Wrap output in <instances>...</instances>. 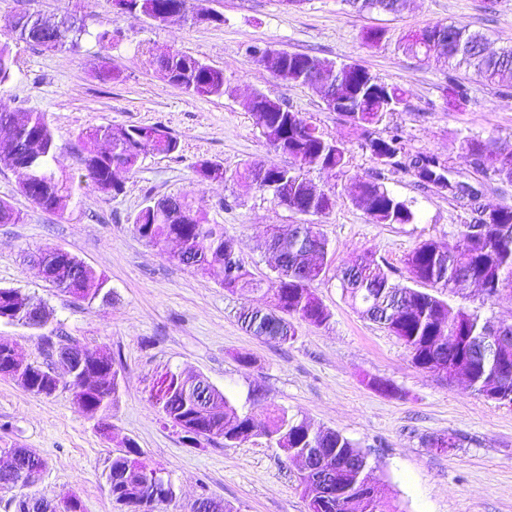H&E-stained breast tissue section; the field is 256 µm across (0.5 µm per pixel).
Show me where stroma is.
Segmentation results:
<instances>
[{
    "label": "stroma",
    "instance_id": "35a3bbf8",
    "mask_svg": "<svg viewBox=\"0 0 512 512\" xmlns=\"http://www.w3.org/2000/svg\"><path fill=\"white\" fill-rule=\"evenodd\" d=\"M207 6L223 15V23L158 26L114 9L110 0H0V26L26 9L47 18L74 14L90 32L76 51L14 44V79L0 89V109L47 113L63 148L58 171L80 176L77 136L92 127L160 124L180 142L173 156H144L117 195L82 186L62 215L35 205L20 192L17 174L0 166V200L21 217L0 224V288L36 295L50 313L45 329L1 323L0 339L42 363L60 331L71 346L109 350L121 378L105 434L69 390L39 397L0 376V448L16 445L43 456L47 468L31 494L54 500L73 491L86 512H126L110 496L104 469L127 439L174 484L175 500L156 512H192L206 496L233 512H309L296 464L265 437L192 447L164 425L151 391L171 369L202 375L256 422L266 421L273 405L314 428L342 432L368 453L372 477L385 487L377 512H512V406L416 367L396 336L352 306L336 276L337 268L371 255L394 281L406 283L404 259L418 243L447 244L475 205L512 206V183L477 171L463 146L468 137H492L512 149V78L494 84L466 75L470 102L452 111L443 96L447 68L403 48L408 34L438 22L485 34L488 51L510 48L512 0H405L395 15L360 12L350 0H301L295 7L284 0H208ZM106 27L120 34L111 48L93 38ZM372 27L387 31L380 46L364 41ZM254 46L351 61L400 85L406 108L371 134L401 130L408 156H437L456 180L478 190V199L440 194L409 169L375 164L363 129L326 110L315 90L276 79L253 58ZM169 51L222 69L223 96L195 97L163 81L150 60ZM105 64L116 70L108 82L98 78ZM257 94L284 101L348 149L342 170L309 172L317 189L333 198L328 214L314 219L335 253L315 288L332 318L322 327L301 325L286 344L252 336L237 322L241 307L264 304L263 293H228L221 268L201 274L177 265L133 228L147 203L188 194L212 223L223 225L255 277L272 276L267 230L303 218L236 176L247 162L292 163L269 146L249 112ZM205 158L223 163V182L196 178L193 166ZM358 176L408 201L416 221L372 223L352 200L350 185ZM58 248L104 276L110 297L90 305L71 302L22 258L27 251ZM447 301L492 322L512 323V288L487 301L473 285ZM448 435L459 439L458 448L430 447L431 439Z\"/></svg>",
    "mask_w": 512,
    "mask_h": 512
}]
</instances>
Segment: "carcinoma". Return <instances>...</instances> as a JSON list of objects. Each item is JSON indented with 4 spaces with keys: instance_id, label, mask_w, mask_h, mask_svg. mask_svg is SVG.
<instances>
[{
    "instance_id": "1",
    "label": "carcinoma",
    "mask_w": 512,
    "mask_h": 512,
    "mask_svg": "<svg viewBox=\"0 0 512 512\" xmlns=\"http://www.w3.org/2000/svg\"><path fill=\"white\" fill-rule=\"evenodd\" d=\"M129 13H139L162 24L172 11L182 13L184 20L221 23L224 17H209L205 0H113ZM360 11L379 9L395 14L402 0H349ZM10 40L23 41L46 49L81 48L88 31L74 22L62 28L58 22L46 21L28 12H18L5 22ZM448 37L435 40L441 29ZM10 40L0 41V87L13 80V57ZM485 38L477 32L453 24L436 23L413 35L405 49L417 56L430 58L431 49L440 50L436 63L448 67V105L460 109L469 95L456 72H471L485 82L494 83L512 75V48L499 54L481 50ZM287 62L282 80L306 86L320 83L333 96L352 100L350 111L343 116L354 126L369 128L381 124L388 114L405 107V92L367 70L356 73L342 69L332 61L301 53L277 52ZM157 65L162 78L197 97L224 95V71L198 58L183 53L161 56ZM269 108V119L262 135L267 143L293 160L290 167L264 168L259 163H246L238 178L262 192L275 196L288 210L318 212L327 203L323 192L316 189L304 169H342L347 149L337 140L328 139L300 113L279 100L262 97ZM84 155V174L79 183L112 195L123 189L125 176L147 154L173 156L180 143L161 124L144 126L107 125L80 133ZM365 147L380 166L410 169L423 183L448 178V168L433 156H416L403 161L401 132L387 137H369ZM464 149L476 168L502 181L512 182V151H503L494 139L466 138ZM61 147L46 113L29 112L18 117L14 112L0 111V163L19 176L21 192L38 207L50 212H64L74 194V180L59 178L55 167ZM195 172L204 181H222L226 176L218 160L201 159ZM288 184V200L276 196L279 183ZM355 204L375 224H410L416 219L412 206L382 184L358 179L351 187ZM134 230L147 243L162 247L174 240L179 245L178 257L172 261L205 273L214 266L224 268V290H266L268 305L248 307L238 314V322L246 332L287 343L297 335L299 325L320 327L331 318L330 311L317 297L314 285L322 280L325 268L332 262L327 239L314 224H285L273 229L267 239L268 249L276 254V275L264 281L245 269L240 259L231 254L230 240L224 227L212 224L207 213L194 205L185 194L150 202L133 219ZM46 281L76 301L92 303L106 300L111 291L106 279L77 256L56 249L38 254ZM408 279L414 286L392 282L390 275L374 257L367 256L342 271L341 288L352 304L369 320L382 325L408 349L412 362L423 370H432L440 359L449 360L448 373H458L470 387L483 393L490 384L495 367L485 338L492 327L474 312L451 311L443 298L470 283L480 285L486 298L496 297L501 289L512 286V207L495 206L475 210L467 224L459 225L456 239L446 247L434 241H422L405 258ZM432 288L434 292L425 291ZM36 325L48 321L44 307L34 297L18 288H0V322ZM108 370L105 386L86 393L85 411L104 427L112 416L119 398L120 378L113 368L112 354L105 350ZM164 424L182 427L183 439L198 445L200 440L222 438L226 444L240 443L263 435L276 448L291 457L306 448H320L324 457L340 467V488L329 494L324 512H374L382 487L371 481L372 466L368 456L342 433L332 430L314 431L303 420L275 407L261 426L238 412L231 399L211 387L200 375L166 372L165 388L152 397ZM10 458L7 468L0 469V489H16L20 496L16 512H31L42 498L26 492L35 481L34 471H45L47 463L38 453L27 448L0 449ZM143 452L131 439L123 442V451L108 459L106 484L111 497L119 502L127 499L128 512H155L160 500L154 496L161 470L142 460Z\"/></svg>"
}]
</instances>
